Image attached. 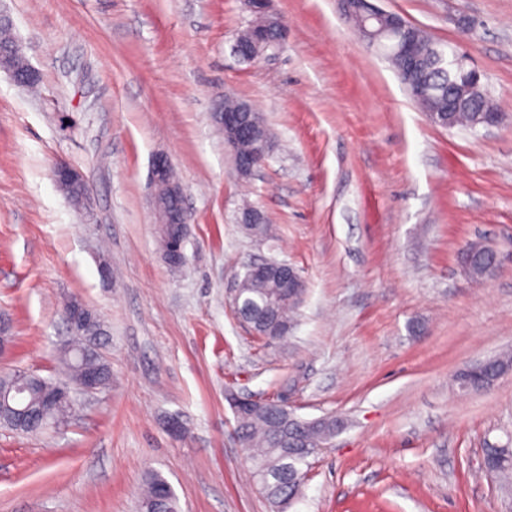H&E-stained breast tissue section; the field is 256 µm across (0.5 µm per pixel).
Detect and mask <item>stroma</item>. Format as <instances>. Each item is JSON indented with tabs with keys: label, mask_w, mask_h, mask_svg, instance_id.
I'll return each instance as SVG.
<instances>
[{
	"label": "stroma",
	"mask_w": 512,
	"mask_h": 512,
	"mask_svg": "<svg viewBox=\"0 0 512 512\" xmlns=\"http://www.w3.org/2000/svg\"><path fill=\"white\" fill-rule=\"evenodd\" d=\"M0 5L39 75L27 88L0 71V316L13 338L0 373L63 377L71 297L100 315L112 370L66 424L0 427V512H140L149 472L180 512H276L228 389L342 421L287 512H512V487L481 466L487 445L512 448V373L479 393L455 382L512 350V0H379L484 73L505 120L474 131L434 125L338 0H271L288 38L251 63L232 50L247 0ZM228 96L275 140L248 180L212 121ZM161 152L191 213L177 270L150 206ZM61 162L84 175L88 205L60 189ZM246 202L267 218L263 237L238 222ZM472 241L503 257L490 280L458 263ZM259 256L306 285L273 345L227 298Z\"/></svg>",
	"instance_id": "35a3bbf8"
}]
</instances>
